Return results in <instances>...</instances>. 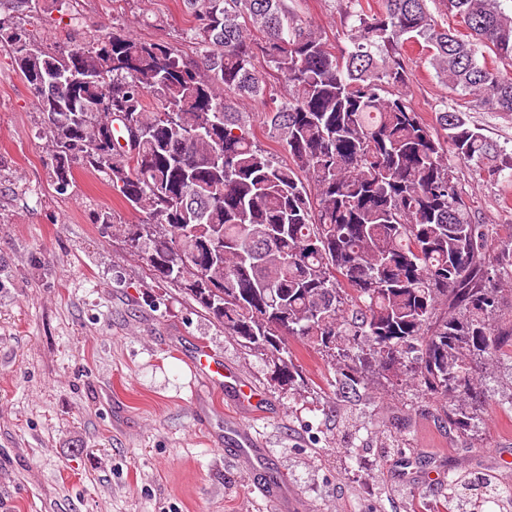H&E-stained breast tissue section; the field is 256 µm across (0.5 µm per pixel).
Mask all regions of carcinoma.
Wrapping results in <instances>:
<instances>
[{
	"label": "carcinoma",
	"mask_w": 512,
	"mask_h": 512,
	"mask_svg": "<svg viewBox=\"0 0 512 512\" xmlns=\"http://www.w3.org/2000/svg\"><path fill=\"white\" fill-rule=\"evenodd\" d=\"M191 17L175 43L123 29L28 52L15 18L33 0H0V47L36 98L64 191L74 167L104 181L138 224L110 208L94 223L121 239L291 387L300 339L362 397L375 380L434 400L466 430L482 409V365L512 361V224L476 221L461 168L512 182V151L468 112L512 114V12L501 0H342L339 48L299 0H179ZM457 94L427 121L402 92L408 48ZM78 67L92 80L60 92L34 79ZM288 83L280 99L267 77ZM259 103L255 114L247 103ZM123 138L110 143L113 125ZM492 480L452 477L448 489Z\"/></svg>",
	"instance_id": "1"
}]
</instances>
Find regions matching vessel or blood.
<instances>
[{
  "label": "vessel or blood",
  "instance_id": "vessel-or-blood-1",
  "mask_svg": "<svg viewBox=\"0 0 512 512\" xmlns=\"http://www.w3.org/2000/svg\"><path fill=\"white\" fill-rule=\"evenodd\" d=\"M191 364L208 384L225 389L233 397L240 419L234 422L227 442L233 448L232 456L236 465L249 474L264 470L267 451L243 422L244 417L252 415L257 405V388L241 374L226 368L223 360L207 348L195 351ZM256 489L267 501L270 512H288V495L283 488L282 477L258 481Z\"/></svg>",
  "mask_w": 512,
  "mask_h": 512
}]
</instances>
